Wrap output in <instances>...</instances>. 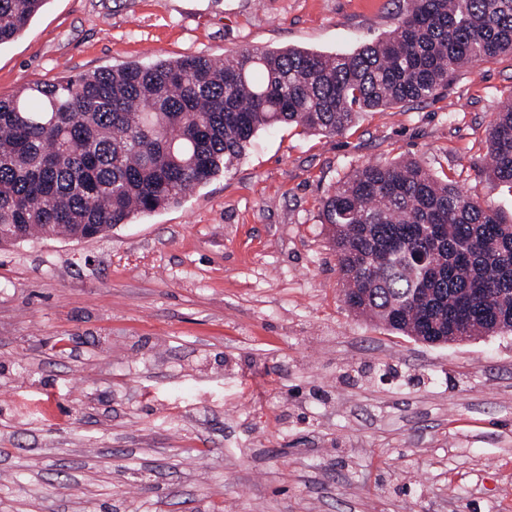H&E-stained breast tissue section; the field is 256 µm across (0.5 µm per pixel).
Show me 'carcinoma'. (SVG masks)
Segmentation results:
<instances>
[{
	"label": "carcinoma",
	"instance_id": "obj_1",
	"mask_svg": "<svg viewBox=\"0 0 512 512\" xmlns=\"http://www.w3.org/2000/svg\"><path fill=\"white\" fill-rule=\"evenodd\" d=\"M45 0H0V45ZM512 53V0H401L386 37L349 54L246 50L97 70L0 98V246L86 237L176 205L261 129L338 135L362 111L423 102L465 66ZM512 184V102L489 129ZM323 220L345 304L405 336L512 332V221L414 159L361 165Z\"/></svg>",
	"mask_w": 512,
	"mask_h": 512
}]
</instances>
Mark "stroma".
<instances>
[{
  "mask_svg": "<svg viewBox=\"0 0 512 512\" xmlns=\"http://www.w3.org/2000/svg\"><path fill=\"white\" fill-rule=\"evenodd\" d=\"M395 0H47L0 97L129 62L355 51ZM512 55L339 135L259 131L104 236L0 248V512H512V334L430 345L343 302L322 203L415 158L512 215L487 129Z\"/></svg>",
  "mask_w": 512,
  "mask_h": 512,
  "instance_id": "stroma-1",
  "label": "stroma"
}]
</instances>
